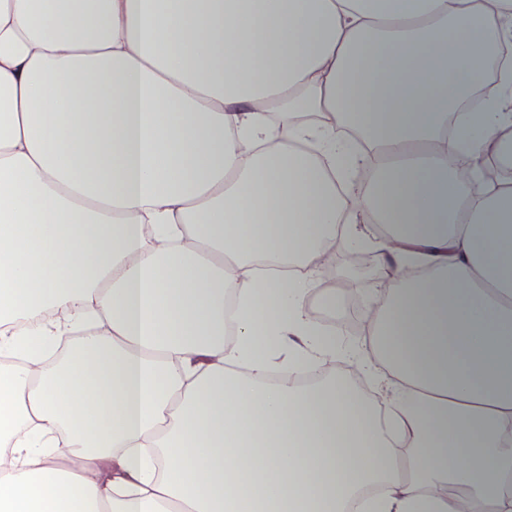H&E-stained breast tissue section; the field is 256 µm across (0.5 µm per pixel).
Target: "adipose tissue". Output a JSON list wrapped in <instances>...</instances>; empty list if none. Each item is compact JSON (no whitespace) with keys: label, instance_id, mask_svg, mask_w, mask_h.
Here are the masks:
<instances>
[{"label":"adipose tissue","instance_id":"adipose-tissue-1","mask_svg":"<svg viewBox=\"0 0 512 512\" xmlns=\"http://www.w3.org/2000/svg\"><path fill=\"white\" fill-rule=\"evenodd\" d=\"M492 43L512 0H0V512H512ZM360 215L424 272L363 312L385 404L291 382Z\"/></svg>","mask_w":512,"mask_h":512}]
</instances>
